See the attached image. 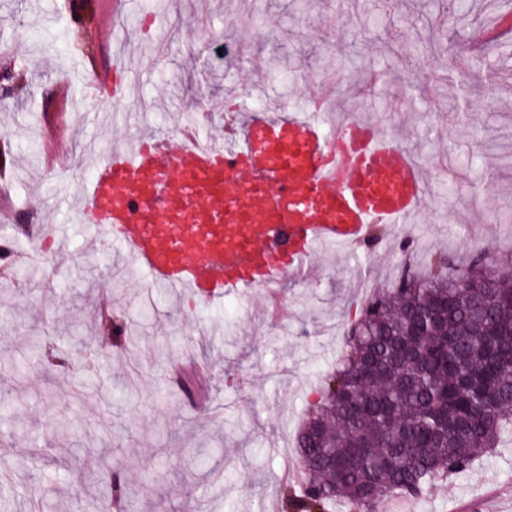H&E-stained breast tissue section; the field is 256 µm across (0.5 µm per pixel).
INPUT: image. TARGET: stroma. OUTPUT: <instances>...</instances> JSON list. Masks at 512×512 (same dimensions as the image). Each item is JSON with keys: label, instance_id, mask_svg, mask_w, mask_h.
<instances>
[{"label": "stroma", "instance_id": "35a3bbf8", "mask_svg": "<svg viewBox=\"0 0 512 512\" xmlns=\"http://www.w3.org/2000/svg\"><path fill=\"white\" fill-rule=\"evenodd\" d=\"M443 0H131L124 27L112 25V0H0V68L23 71L22 87L0 80V225L34 217L44 225L56 266L28 267L31 283L0 292V512H94L97 485L62 479L64 466L96 472L122 465L132 501L124 512H264L282 476L296 466L285 452L317 372L341 353L343 331L360 316L365 283L384 286L410 259L426 271L431 251L465 260L473 239L512 248V32L499 39L494 76L473 62L472 38L484 21L512 14V0H469L463 28L451 29ZM242 44L260 66L266 101L305 108L327 81L355 115L376 114L403 137L430 174L427 205L409 224H388L355 252L320 253L311 278L286 283L288 316L266 313L263 290L228 293L221 306L159 290L123 252L126 275L88 264L89 227L75 223L70 198L88 181L94 154L115 139L171 131L195 101L213 105L211 134L222 135L226 93L253 75L225 65L224 39ZM137 46L134 100L97 102L90 73L112 64L114 43ZM456 47L468 70L455 82L431 81L440 49ZM137 337L88 317L100 295ZM59 349L103 342L111 370L94 396L77 401L73 371L50 369L29 348L32 331ZM178 361L206 364L207 405L169 382ZM71 421L68 436L55 432ZM209 449L206 465L195 451ZM415 512H512V438L414 499Z\"/></svg>", "mask_w": 512, "mask_h": 512}]
</instances>
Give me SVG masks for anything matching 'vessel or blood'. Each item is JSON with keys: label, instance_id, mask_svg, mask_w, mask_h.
Segmentation results:
<instances>
[{"label": "vessel or blood", "instance_id": "b4317fda", "mask_svg": "<svg viewBox=\"0 0 512 512\" xmlns=\"http://www.w3.org/2000/svg\"><path fill=\"white\" fill-rule=\"evenodd\" d=\"M126 99L124 58L96 80ZM98 159L72 213L107 235L152 283L206 304L311 275L322 245L352 249L373 224H408L428 183L416 154L372 120L325 130L313 112L239 119L233 138L182 125Z\"/></svg>", "mask_w": 512, "mask_h": 512}]
</instances>
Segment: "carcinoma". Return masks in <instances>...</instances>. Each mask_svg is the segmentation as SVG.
<instances>
[{
	"mask_svg": "<svg viewBox=\"0 0 512 512\" xmlns=\"http://www.w3.org/2000/svg\"><path fill=\"white\" fill-rule=\"evenodd\" d=\"M444 71L460 60L448 46ZM295 433L302 490L293 512L377 509L394 493L418 496L466 472L512 436V263L488 270L470 258H434L420 275L405 265L343 336L336 369ZM131 490L113 470L104 499Z\"/></svg>",
	"mask_w": 512,
	"mask_h": 512,
	"instance_id": "cac0c4a2",
	"label": "carcinoma"
}]
</instances>
